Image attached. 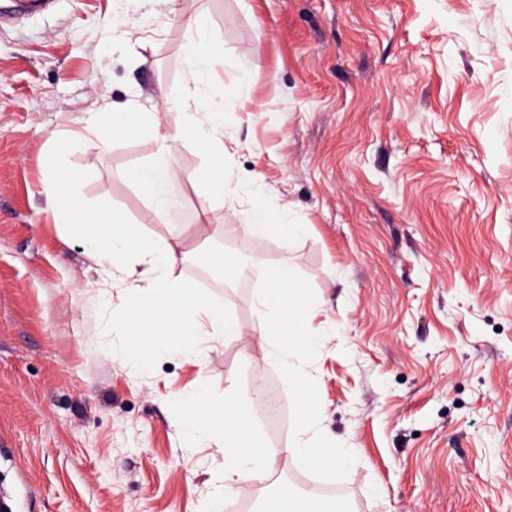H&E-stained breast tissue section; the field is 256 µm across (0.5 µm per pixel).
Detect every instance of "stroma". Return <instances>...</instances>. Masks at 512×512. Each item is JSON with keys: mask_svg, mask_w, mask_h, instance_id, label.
I'll use <instances>...</instances> for the list:
<instances>
[{"mask_svg": "<svg viewBox=\"0 0 512 512\" xmlns=\"http://www.w3.org/2000/svg\"><path fill=\"white\" fill-rule=\"evenodd\" d=\"M199 13L227 64L249 65L224 89L235 195L179 185L176 272L230 322L202 366L168 351L181 331L164 317L122 356L125 283L104 285L54 221L73 192L169 237L125 177L153 141L72 135L116 101L194 108L182 60ZM50 152L73 189H53ZM259 197L306 226L257 246L305 289L321 338L307 391L350 454L314 468L293 432L256 426L277 455L247 512H275L284 484L351 512H512V0H0V471L26 477L33 512H228L224 442L186 447L184 405L221 408L229 379L248 403L265 373L298 391L259 353L256 287L196 277L194 231L203 216L232 234Z\"/></svg>", "mask_w": 512, "mask_h": 512, "instance_id": "stroma-1", "label": "stroma"}]
</instances>
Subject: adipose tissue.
<instances>
[{"instance_id":"adipose-tissue-1","label":"adipose tissue","mask_w":512,"mask_h":512,"mask_svg":"<svg viewBox=\"0 0 512 512\" xmlns=\"http://www.w3.org/2000/svg\"><path fill=\"white\" fill-rule=\"evenodd\" d=\"M192 27L195 47L184 59V74L197 108L184 113L176 132L161 131L154 113L133 100L113 103L111 112H97L92 117L98 124L111 122L115 131L135 130L154 141L156 150L152 156L127 173L129 181L148 199L152 198L158 179L164 178L173 184L179 182L180 176L172 168L170 158L176 144L186 137L201 146L208 157L206 170L188 174V182L211 188L219 198L226 192L224 95L216 86L224 74V54L215 46L209 19L195 17ZM59 220L81 232L86 250L99 266L105 281L114 280L119 269L126 276L138 277V284L127 289L132 335H139L161 310L184 323L187 340L182 345L183 350L198 349L203 337L223 335L228 327L223 311L190 291L175 274L177 254L183 244L181 228H174L168 240L147 242L122 212L112 210L95 214L74 199L60 208ZM128 253L134 254L135 260L126 266L122 259ZM258 304L262 312L258 328L262 357L279 359L288 380L306 385L308 373L303 358L317 346L318 338L307 327L305 306L298 299L296 287L285 284L281 266L267 269ZM223 411L224 487L240 493L248 490L270 469L271 457L265 450L247 448L246 443L253 436L252 420L242 414L234 386L224 389ZM318 418V406L308 396H301L297 401L295 420L298 447L309 449L313 464L341 463L343 449L321 433Z\"/></svg>"}]
</instances>
